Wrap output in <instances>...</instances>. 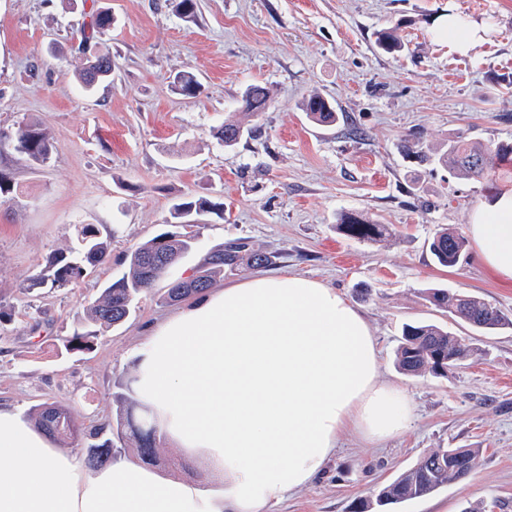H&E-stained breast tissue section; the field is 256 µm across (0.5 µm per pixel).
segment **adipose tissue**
<instances>
[{"label": "adipose tissue", "instance_id": "adipose-tissue-1", "mask_svg": "<svg viewBox=\"0 0 512 512\" xmlns=\"http://www.w3.org/2000/svg\"><path fill=\"white\" fill-rule=\"evenodd\" d=\"M468 235L512 284V189L476 210ZM378 368L365 318L336 289L284 274L209 292L152 330L131 392L223 490L127 462L87 470L0 407V512H263L318 475L345 430L382 442L409 427L403 390Z\"/></svg>", "mask_w": 512, "mask_h": 512}]
</instances>
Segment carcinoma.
<instances>
[{"label": "carcinoma", "mask_w": 512, "mask_h": 512, "mask_svg": "<svg viewBox=\"0 0 512 512\" xmlns=\"http://www.w3.org/2000/svg\"><path fill=\"white\" fill-rule=\"evenodd\" d=\"M92 22L83 29L80 46L82 50H94L93 56L79 69L78 79L87 91L93 90L112 72V56L99 48L101 35L112 28L114 21L108 11L91 15ZM377 45L389 54H398L404 43L397 28H385L377 33ZM177 84L185 96H194L201 87L192 72L177 76ZM270 93L260 85H250L242 96V118L228 123L217 131L224 147L235 146L244 136L252 133L249 118L268 108ZM305 111L316 123L331 125L336 122V112L331 104L318 94H312L305 103ZM53 141L42 125L34 120L17 122L11 130L0 131V152L14 150L33 163H44L53 153ZM403 150L414 155L419 162L445 166L466 179L479 183H495L503 166L512 162V144L496 143L483 145L460 139L448 144V150L437 152L426 145L421 137L413 135L404 140ZM214 214L223 217L222 204L208 199L176 202L172 205L171 218L182 224L192 214ZM341 234L371 243H379L390 235L387 224H381L363 214L346 213L337 224ZM468 241L453 227H439L429 244V250L437 263L443 267H454L467 256ZM192 248L191 237L177 231L166 232L137 247L129 257L128 270L104 288L98 300L89 309V319L95 325L113 326L126 314L132 312L134 297L146 291L165 275V271L148 264L150 259H160L173 265ZM108 257V243L99 236L91 224H85L79 231L77 246L70 255L55 256L46 273L29 280L27 288L34 290L49 283L59 287L83 276L90 266H96ZM272 263V255L254 251L248 243L237 240L212 251L205 260V269L188 280L175 281L168 288L166 299L178 301L193 294H200L210 287L213 275L224 269L246 266L264 267ZM425 300L437 309L458 318L469 325L483 330H493L508 324L503 314L483 299L446 288H430ZM94 334L90 331L76 332L67 341L65 348L70 352H84L91 348ZM477 349L464 343L461 337L448 329L432 324H407L402 328V341L397 352V366L406 374L432 373L444 376L448 369L475 354ZM35 425L60 437L76 438L83 429L73 414L65 407L46 405L34 414ZM128 425L140 437V455L149 456L155 450V429L135 423L128 417ZM111 440L93 442L82 449L88 467L98 469L112 463L109 459ZM479 448H434L394 481L383 487L376 496V505L384 507L400 504L427 496L440 488L457 483L469 476L480 465Z\"/></svg>", "instance_id": "obj_1"}]
</instances>
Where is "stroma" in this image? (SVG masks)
Segmentation results:
<instances>
[{"instance_id":"1","label":"stroma","mask_w":512,"mask_h":512,"mask_svg":"<svg viewBox=\"0 0 512 512\" xmlns=\"http://www.w3.org/2000/svg\"><path fill=\"white\" fill-rule=\"evenodd\" d=\"M116 24L104 41L112 79L86 95L74 72L85 61L80 31L95 9ZM486 26L484 42L454 52L435 20L443 13ZM406 44L392 55L376 44L382 27ZM201 82L183 96L175 74ZM254 83L269 88L268 111L234 147L218 140L238 119ZM319 94L338 120L315 123L304 100ZM41 122L53 138L47 165L0 153L14 188L0 204V406L31 417L44 404L70 408L88 429L112 438L113 460L138 462L127 425L137 404L130 381L137 350L177 310L169 285L193 274L208 254L244 239L274 254L273 271L340 291L365 317L380 351V378L405 390L409 430L374 444L345 433L323 472L267 512H352L433 448H478L481 465L464 480L388 512H512V327L478 331L436 311L425 289L478 296L512 318V285L484 268L477 249L446 268L428 249L435 230L467 229L491 191L401 149L409 134L447 149L457 139L512 141V0H199L194 19L173 0H0V129ZM223 204V216L191 215L194 240L136 299L124 322L91 327L89 307L127 268L130 253L167 231L178 199ZM393 225L371 244L336 229L341 213ZM92 224L110 255L60 288L27 290L49 259L75 246ZM434 323L476 349L447 376H410L395 364L404 324ZM95 329L93 347L69 352L74 332ZM153 470L182 474L209 491V470L157 437Z\"/></svg>"}]
</instances>
